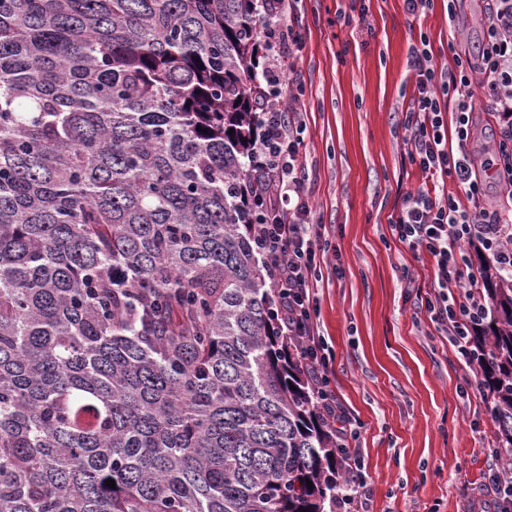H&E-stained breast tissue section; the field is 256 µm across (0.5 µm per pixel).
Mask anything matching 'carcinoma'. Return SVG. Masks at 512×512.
Returning <instances> with one entry per match:
<instances>
[{
  "label": "carcinoma",
  "mask_w": 512,
  "mask_h": 512,
  "mask_svg": "<svg viewBox=\"0 0 512 512\" xmlns=\"http://www.w3.org/2000/svg\"><path fill=\"white\" fill-rule=\"evenodd\" d=\"M269 20L263 0H0V512L336 497L251 233ZM478 270L471 343L512 455V276Z\"/></svg>",
  "instance_id": "1"
}]
</instances>
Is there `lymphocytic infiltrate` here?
Segmentation results:
<instances>
[{
    "instance_id": "f902f5d3",
    "label": "lymphocytic infiltrate",
    "mask_w": 512,
    "mask_h": 512,
    "mask_svg": "<svg viewBox=\"0 0 512 512\" xmlns=\"http://www.w3.org/2000/svg\"><path fill=\"white\" fill-rule=\"evenodd\" d=\"M484 41L478 54L455 55L448 71L437 70L428 40L410 48L414 91L404 126L410 133L408 158L426 177L424 186L406 193L391 219L399 241L427 255L433 265L432 291L425 310L437 335L449 337L464 361H471L470 338L488 317L491 305L478 271L465 254L472 244L487 251L490 263L512 274V200L505 209L487 205L486 171L512 179V0H485ZM497 113L500 139L493 161L476 163L470 144L476 136V108ZM253 145L260 166L261 221L253 233L261 259L278 295V321L306 370L316 406L332 427L345 470L336 512H371V494L360 468L358 449L349 445L359 426L331 388L329 360L318 333L314 305L315 244L320 225L310 223L300 135L305 123L297 109L269 101L259 114ZM456 147H449V137ZM464 190L449 191V184Z\"/></svg>"
}]
</instances>
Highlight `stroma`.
I'll return each instance as SVG.
<instances>
[{
	"label": "stroma",
	"instance_id": "stroma-1",
	"mask_svg": "<svg viewBox=\"0 0 512 512\" xmlns=\"http://www.w3.org/2000/svg\"><path fill=\"white\" fill-rule=\"evenodd\" d=\"M345 13L366 21L344 24ZM283 22L301 34L300 152L310 220L325 227L315 247L316 323L331 386L361 424L351 445L372 510L480 512L490 475L512 462L494 447L487 396L472 385L478 367L463 366L451 342L432 333L423 306L429 258L390 227L405 193L425 181L407 158L409 48L428 38L443 71L455 51L478 52L477 0L453 17L448 0H432L416 18L403 0H290Z\"/></svg>",
	"mask_w": 512,
	"mask_h": 512
}]
</instances>
